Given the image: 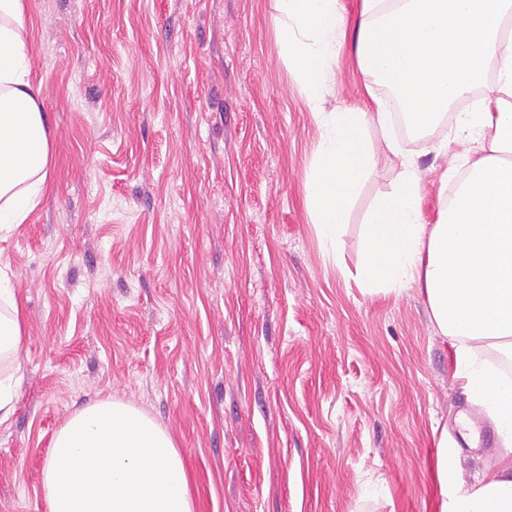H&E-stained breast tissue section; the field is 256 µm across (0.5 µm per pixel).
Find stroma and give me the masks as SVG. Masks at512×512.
Here are the masks:
<instances>
[{"mask_svg": "<svg viewBox=\"0 0 512 512\" xmlns=\"http://www.w3.org/2000/svg\"><path fill=\"white\" fill-rule=\"evenodd\" d=\"M50 185L0 240L28 339L0 421V512H48L43 468L79 408L166 428L196 512H437L461 433L454 348L416 289L371 296L360 233L412 154L433 222L460 144L370 129L375 162L337 244L304 206L320 129L280 55L275 0H27ZM352 49L326 109L366 98ZM461 447L472 483L504 444Z\"/></svg>", "mask_w": 512, "mask_h": 512, "instance_id": "1", "label": "stroma"}]
</instances>
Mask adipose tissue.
<instances>
[{
    "instance_id": "obj_1",
    "label": "adipose tissue",
    "mask_w": 512,
    "mask_h": 512,
    "mask_svg": "<svg viewBox=\"0 0 512 512\" xmlns=\"http://www.w3.org/2000/svg\"><path fill=\"white\" fill-rule=\"evenodd\" d=\"M280 53L294 68L321 129L305 195L317 235L337 241L373 167L368 128L388 130L386 97L326 111L334 66L352 44L367 83L392 88L406 121L423 131L475 85L484 96L459 113L452 137L466 145L441 181L453 196L434 223L423 216L415 158L394 140L396 184L369 211L356 278L370 295L416 286L440 336L455 348L454 377L481 404L506 450L472 485L449 478L440 442L438 512H512V379L484 350L512 355V0H362L349 24L342 0H275ZM26 0H0V236L25 222L45 190L52 134L30 77ZM25 342L20 303L0 272V357ZM43 471L48 512H196L169 432L115 400L76 410L55 435Z\"/></svg>"
}]
</instances>
